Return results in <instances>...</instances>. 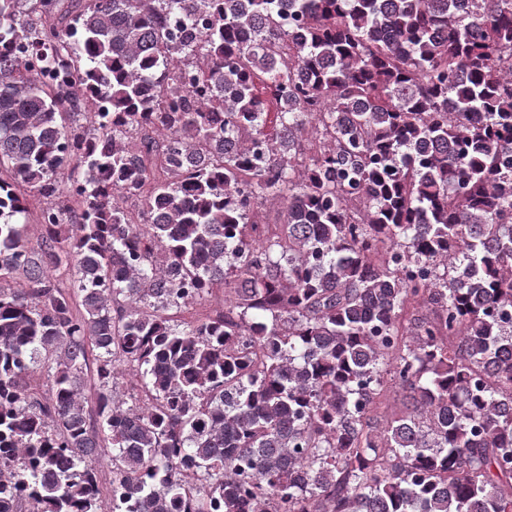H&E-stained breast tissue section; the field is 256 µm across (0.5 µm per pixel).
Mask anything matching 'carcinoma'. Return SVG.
I'll return each instance as SVG.
<instances>
[{"label":"carcinoma","mask_w":512,"mask_h":512,"mask_svg":"<svg viewBox=\"0 0 512 512\" xmlns=\"http://www.w3.org/2000/svg\"><path fill=\"white\" fill-rule=\"evenodd\" d=\"M29 3L0 0V512H512V0ZM28 199L29 214L26 226V233L31 243L35 244L41 233L39 224L40 209L43 206L42 198L36 193L30 191L29 188H17ZM224 311V289L214 288L208 295L202 300L198 301L193 305L181 308H171L166 314L169 315L175 323L183 322V320H189L191 317H205L208 315H214L216 312ZM120 390L124 392L125 399L131 403V396L138 397L142 392V383L140 372L135 365H126L123 370V376L119 378ZM404 392L393 382L388 381L384 386L382 405L378 410V420L383 423L387 418L404 409Z\"/></svg>","instance_id":"obj_1"}]
</instances>
